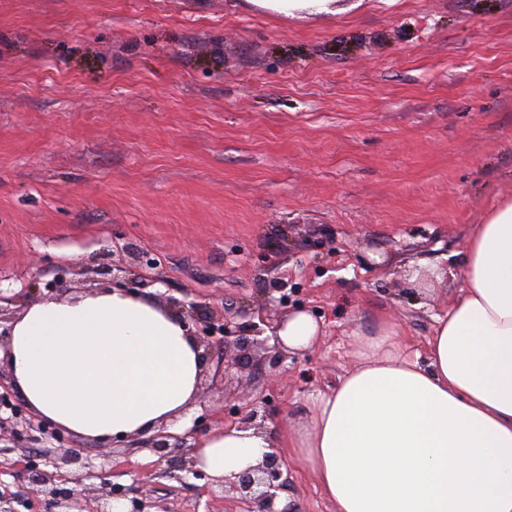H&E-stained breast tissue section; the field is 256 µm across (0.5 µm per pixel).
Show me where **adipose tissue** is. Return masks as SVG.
<instances>
[{
  "label": "adipose tissue",
  "mask_w": 512,
  "mask_h": 512,
  "mask_svg": "<svg viewBox=\"0 0 512 512\" xmlns=\"http://www.w3.org/2000/svg\"><path fill=\"white\" fill-rule=\"evenodd\" d=\"M287 17L337 14L338 0H245ZM322 328L308 312L278 331L291 351ZM358 362L279 438L227 427L203 437L196 466L212 479L256 466L275 446L311 472L335 512H512V199L466 240L462 287L409 357L394 321L358 335ZM187 324L118 288L27 305L9 364L40 417L93 439L187 427L203 369Z\"/></svg>",
  "instance_id": "1"
}]
</instances>
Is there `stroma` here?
<instances>
[{
	"instance_id": "35a3bbf8",
	"label": "stroma",
	"mask_w": 512,
	"mask_h": 512,
	"mask_svg": "<svg viewBox=\"0 0 512 512\" xmlns=\"http://www.w3.org/2000/svg\"><path fill=\"white\" fill-rule=\"evenodd\" d=\"M290 18L242 0H0V288L84 272L134 249L155 264L141 297L198 320L272 321L302 309L324 334L273 375L225 370L221 348L190 406L207 433L251 403L262 428L307 420L310 397L357 361L381 316L424 355L462 286L465 240L512 197V0H339ZM423 261L439 283L411 282ZM0 492L56 512L15 470L51 439L5 434ZM89 512L111 486L167 512H235L209 476L167 475L127 441L74 436ZM281 502L333 512L288 468Z\"/></svg>"
}]
</instances>
